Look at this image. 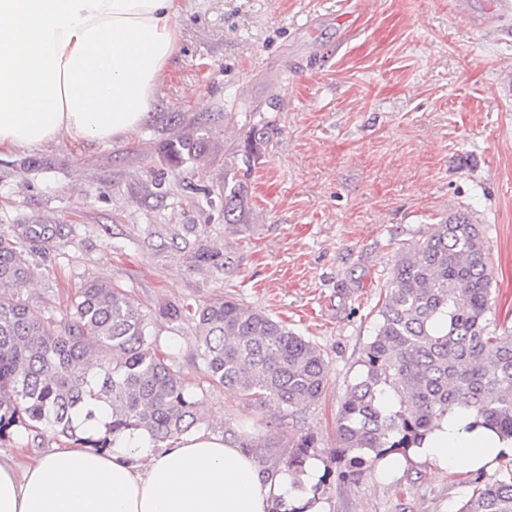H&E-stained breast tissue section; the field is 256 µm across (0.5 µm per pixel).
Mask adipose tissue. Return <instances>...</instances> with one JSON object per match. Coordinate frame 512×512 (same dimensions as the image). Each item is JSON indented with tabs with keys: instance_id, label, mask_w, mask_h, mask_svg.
<instances>
[{
	"instance_id": "ef3b65f1",
	"label": "adipose tissue",
	"mask_w": 512,
	"mask_h": 512,
	"mask_svg": "<svg viewBox=\"0 0 512 512\" xmlns=\"http://www.w3.org/2000/svg\"><path fill=\"white\" fill-rule=\"evenodd\" d=\"M182 0H0V155L62 139L110 143L139 133L179 47ZM109 409L78 413V440L40 457L0 449V512H271L289 489L240 444L205 431L153 447L129 429L112 447ZM474 414L436 421L421 445L378 465L473 472L512 455V440L474 427Z\"/></svg>"
}]
</instances>
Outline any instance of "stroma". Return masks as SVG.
I'll return each instance as SVG.
<instances>
[{
    "label": "stroma",
    "instance_id": "obj_1",
    "mask_svg": "<svg viewBox=\"0 0 512 512\" xmlns=\"http://www.w3.org/2000/svg\"><path fill=\"white\" fill-rule=\"evenodd\" d=\"M180 47L128 141L0 158V234L30 224L19 292L64 320L82 283L138 301L151 340L200 401L202 429L277 473L301 438L330 476L323 512H457L465 473L394 479L336 463V416L378 327L403 245L462 214L493 262L491 327L512 332V8L502 0H184ZM205 134L174 165L163 143ZM243 206L224 212L225 185ZM231 297L317 345L327 386L279 410L203 371L167 308Z\"/></svg>",
    "mask_w": 512,
    "mask_h": 512
}]
</instances>
